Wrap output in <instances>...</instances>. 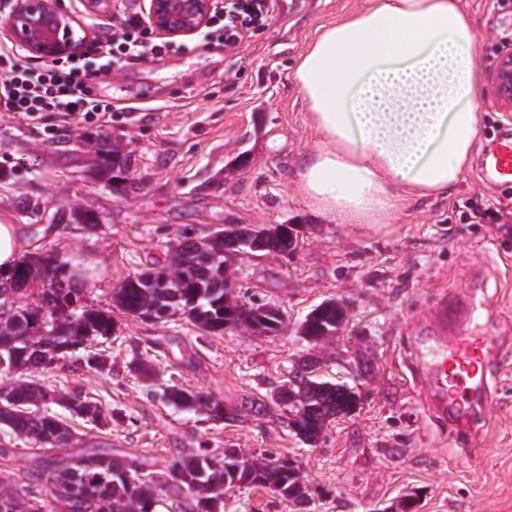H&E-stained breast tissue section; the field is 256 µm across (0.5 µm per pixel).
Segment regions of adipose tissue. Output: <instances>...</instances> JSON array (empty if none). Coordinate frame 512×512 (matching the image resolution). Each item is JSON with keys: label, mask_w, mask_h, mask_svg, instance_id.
<instances>
[{"label": "adipose tissue", "mask_w": 512, "mask_h": 512, "mask_svg": "<svg viewBox=\"0 0 512 512\" xmlns=\"http://www.w3.org/2000/svg\"><path fill=\"white\" fill-rule=\"evenodd\" d=\"M479 52L461 0H370L323 26L294 71L318 136L296 170L312 208L383 224L447 195L477 146Z\"/></svg>", "instance_id": "adipose-tissue-1"}]
</instances>
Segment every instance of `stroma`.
<instances>
[{"label": "stroma", "instance_id": "1", "mask_svg": "<svg viewBox=\"0 0 512 512\" xmlns=\"http://www.w3.org/2000/svg\"><path fill=\"white\" fill-rule=\"evenodd\" d=\"M367 3L274 0L235 50L169 51L109 72L96 86L117 107L107 126L75 129L54 112L27 126L0 107V222L20 225L34 252L86 269L85 305L111 307L113 288L164 262L182 232L202 237L227 224L299 230L295 253H259L231 266L240 300L280 306L277 335H206L184 317L120 314L107 341L29 372L111 411L103 427L49 405L69 421L75 448L144 460L162 479L178 454L203 446L274 450L295 458L316 491L302 507L262 489L230 488L224 512H400L412 492L417 512H512V186L489 188L477 176L497 130L512 123L492 95L497 61L512 51V0H461L481 40L478 141L463 178L448 197L400 205L389 223L373 226L315 214L293 179L296 159L315 143L295 63L322 26ZM60 4L102 39L123 7L144 11L149 0H112L96 13L82 0ZM99 146L120 147L129 168L98 177L91 151ZM491 203L501 204L503 219L470 218L469 206ZM80 210L98 216L95 228L72 221ZM466 288L493 296L507 337L473 437L450 433L426 408L425 381L410 375L424 361L428 308ZM329 298L347 307L345 326L327 341H306L301 322ZM92 352L104 368L87 365ZM308 359L360 397L356 412L329 424L314 447L247 406L270 399ZM170 385L221 400L240 418L217 423L167 405L161 393ZM65 454L0 433V487L24 488L42 459Z\"/></svg>", "mask_w": 512, "mask_h": 512}]
</instances>
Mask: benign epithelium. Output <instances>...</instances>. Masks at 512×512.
Returning a JSON list of instances; mask_svg holds the SVG:
<instances>
[{"mask_svg":"<svg viewBox=\"0 0 512 512\" xmlns=\"http://www.w3.org/2000/svg\"><path fill=\"white\" fill-rule=\"evenodd\" d=\"M213 0H150L148 21L155 31L170 39H181L198 33L209 20ZM73 17L60 6L59 0H15L12 12L0 18V29L14 45L30 55L50 59L56 55L79 52L85 37L76 35ZM494 96L504 112H512V53L501 56L493 79ZM267 232L257 234L252 241H243L232 233L224 237V255L248 256L264 248ZM278 307L254 302L245 306L243 322L257 334H268L277 325ZM241 322V323H243ZM236 323L234 328L241 327Z\"/></svg>","mask_w":512,"mask_h":512,"instance_id":"obj_1","label":"benign epithelium"}]
</instances>
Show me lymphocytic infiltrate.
<instances>
[{"label":"lymphocytic infiltrate","mask_w":512,"mask_h":512,"mask_svg":"<svg viewBox=\"0 0 512 512\" xmlns=\"http://www.w3.org/2000/svg\"><path fill=\"white\" fill-rule=\"evenodd\" d=\"M272 5L273 0H223L210 16L204 46L238 48ZM170 47V42L156 37L150 24L135 13L124 16L111 39L93 43L77 57L34 65L23 61L13 49L0 47V104L29 121L37 119L39 113L54 112L76 124L111 122V103L93 91L101 74L92 64L93 57L105 59L117 69L147 61Z\"/></svg>","instance_id":"lymphocytic-infiltrate-1"}]
</instances>
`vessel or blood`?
<instances>
[{
  "instance_id": "1",
  "label": "vessel or blood",
  "mask_w": 512,
  "mask_h": 512,
  "mask_svg": "<svg viewBox=\"0 0 512 512\" xmlns=\"http://www.w3.org/2000/svg\"><path fill=\"white\" fill-rule=\"evenodd\" d=\"M478 175L488 185L512 183V126L499 131L497 145ZM481 303L475 292H463L439 302L431 311L427 341L432 356L423 366L429 403L437 417L454 431L468 432L491 398L490 370L505 343L493 322L472 329Z\"/></svg>"
}]
</instances>
